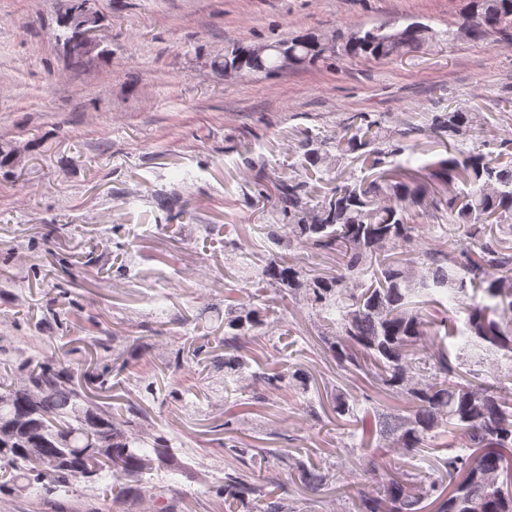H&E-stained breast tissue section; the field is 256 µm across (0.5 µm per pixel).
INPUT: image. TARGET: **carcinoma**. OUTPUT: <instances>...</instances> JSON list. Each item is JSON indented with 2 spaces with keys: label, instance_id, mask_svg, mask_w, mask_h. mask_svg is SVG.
I'll return each mask as SVG.
<instances>
[{
  "label": "carcinoma",
  "instance_id": "carcinoma-1",
  "mask_svg": "<svg viewBox=\"0 0 512 512\" xmlns=\"http://www.w3.org/2000/svg\"><path fill=\"white\" fill-rule=\"evenodd\" d=\"M511 24L512 0H468L460 29L480 41ZM394 25L360 27L349 38L332 33L334 56L319 35L277 43L295 52L296 67L304 68L343 57L386 60L436 36L412 22L395 40ZM224 62L238 64L244 75L279 73L276 54L254 55L248 44L227 48ZM384 123L382 112H355L336 134L299 140L304 170L349 157L372 178L341 169L319 201L305 178L278 181L268 199L281 223L264 225L266 238L332 259L336 269L320 272L280 256L268 259L261 276L265 287L319 316L337 310L338 318L320 324L337 367L365 376L394 400L360 417L358 403L336 394L331 418L355 419L363 445L377 440L413 455L430 450L448 482L391 467L372 494L333 478V465L308 466L286 448L271 453L230 444L235 465L224 470V499L250 505L249 512H297L256 474L271 458L297 472L308 493L336 482V493L352 499L354 512H512V371L482 373L492 358L512 360V153L486 152L484 141L459 148L484 130L485 118L473 109L434 112L397 139L384 134ZM412 135L441 145L447 156L417 168L402 164L397 157L410 149ZM459 182L464 188L457 190ZM414 207L448 220L446 244L425 246L430 225L408 221ZM451 311L465 314L464 327ZM266 317L265 309L240 299L235 314L224 318V377L236 384L251 367L249 345L261 339L257 330ZM447 339L456 341V354ZM9 367L25 375L18 381L0 375V489L36 487L47 497L106 476L142 482L171 447L167 433L138 429V405L128 404L125 418L113 416L111 405L97 404L57 362L19 352ZM251 379L268 393L289 389L301 396L316 384L302 368L253 372ZM453 447L455 453L439 456Z\"/></svg>",
  "mask_w": 512,
  "mask_h": 512
}]
</instances>
